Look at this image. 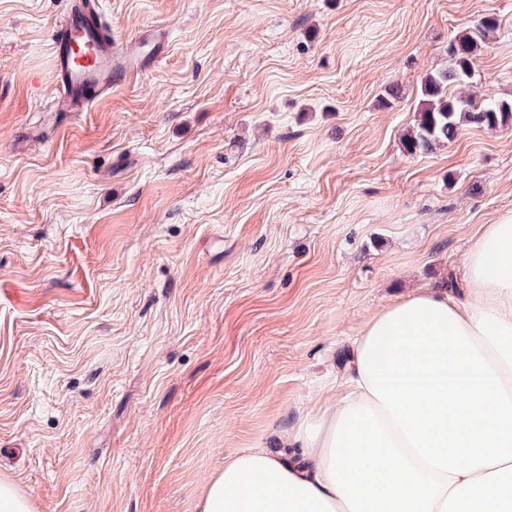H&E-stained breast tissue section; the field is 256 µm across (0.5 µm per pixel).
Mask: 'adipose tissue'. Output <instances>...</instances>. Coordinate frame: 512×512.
Segmentation results:
<instances>
[{"label":"adipose tissue","instance_id":"ef3b65f1","mask_svg":"<svg viewBox=\"0 0 512 512\" xmlns=\"http://www.w3.org/2000/svg\"><path fill=\"white\" fill-rule=\"evenodd\" d=\"M451 295L371 315L347 383L205 483L201 512H512V214L484 225Z\"/></svg>","mask_w":512,"mask_h":512}]
</instances>
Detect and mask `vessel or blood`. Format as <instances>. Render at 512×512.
<instances>
[{
  "label": "vessel or blood",
  "instance_id": "1",
  "mask_svg": "<svg viewBox=\"0 0 512 512\" xmlns=\"http://www.w3.org/2000/svg\"><path fill=\"white\" fill-rule=\"evenodd\" d=\"M168 44L166 29L146 26L125 45L105 26L100 0H65L50 47L56 111H89L115 82L140 78L163 58Z\"/></svg>",
  "mask_w": 512,
  "mask_h": 512
}]
</instances>
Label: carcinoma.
<instances>
[{
    "label": "carcinoma",
    "mask_w": 512,
    "mask_h": 512,
    "mask_svg": "<svg viewBox=\"0 0 512 512\" xmlns=\"http://www.w3.org/2000/svg\"><path fill=\"white\" fill-rule=\"evenodd\" d=\"M497 26L495 17H484L476 27L480 38L465 34L451 42L448 68L422 77L416 123L402 140L406 155L431 152L455 140L467 125L489 129L512 125V104L509 102L498 101L490 95L476 102L468 97L448 94L450 85L471 78L478 40H486Z\"/></svg>",
    "instance_id": "carcinoma-1"
}]
</instances>
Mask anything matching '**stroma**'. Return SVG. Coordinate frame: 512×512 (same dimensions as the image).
Here are the masks:
<instances>
[{
    "label": "stroma",
    "mask_w": 512,
    "mask_h": 512,
    "mask_svg": "<svg viewBox=\"0 0 512 512\" xmlns=\"http://www.w3.org/2000/svg\"><path fill=\"white\" fill-rule=\"evenodd\" d=\"M102 2L170 48L66 114L64 0H0V479L33 512H200L225 455L329 397L370 314L512 214V126L401 147L487 15L450 91L512 100V0Z\"/></svg>",
    "instance_id": "35a3bbf8"
}]
</instances>
